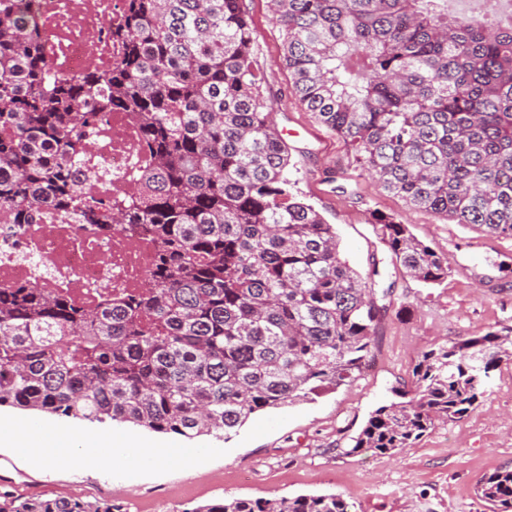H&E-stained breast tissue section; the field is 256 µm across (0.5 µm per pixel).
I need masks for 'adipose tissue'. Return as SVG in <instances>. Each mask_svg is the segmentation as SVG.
<instances>
[{
  "mask_svg": "<svg viewBox=\"0 0 512 512\" xmlns=\"http://www.w3.org/2000/svg\"><path fill=\"white\" fill-rule=\"evenodd\" d=\"M0 447L16 449L37 467H104L120 460L135 469L148 470L178 454L193 466L202 463L208 455L207 449L201 447L180 453L168 444H146L132 435L113 431L91 435L81 428L61 431L32 417L0 416Z\"/></svg>",
  "mask_w": 512,
  "mask_h": 512,
  "instance_id": "ef3b65f1",
  "label": "adipose tissue"
}]
</instances>
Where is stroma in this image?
Instances as JSON below:
<instances>
[{
    "mask_svg": "<svg viewBox=\"0 0 512 512\" xmlns=\"http://www.w3.org/2000/svg\"><path fill=\"white\" fill-rule=\"evenodd\" d=\"M255 29L253 60L272 120L290 154L288 177L301 198L334 224L350 266L367 274L378 262L377 289L386 310L374 340V366L314 400L256 413L230 441L192 440L130 424L146 442L206 447L203 469L172 462L134 471L117 462L101 469L28 467L0 449V492L107 499L125 512H191L224 498L338 494L353 512H489L477 495L482 477L512 466V359L492 373L491 387L469 416L438 422L415 447L392 454H347L369 413L410 386L426 351L512 328V240L475 226L409 209L378 190L350 150L317 123L293 92L282 63V37L268 0H242ZM396 216L439 255L448 277L427 285L396 263L374 226V213Z\"/></svg>",
    "mask_w": 512,
    "mask_h": 512,
    "instance_id": "35a3bbf8",
    "label": "stroma"
}]
</instances>
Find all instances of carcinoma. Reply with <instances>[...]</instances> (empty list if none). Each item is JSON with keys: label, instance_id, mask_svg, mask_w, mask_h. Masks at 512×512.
<instances>
[{"label": "carcinoma", "instance_id": "cac0c4a2", "mask_svg": "<svg viewBox=\"0 0 512 512\" xmlns=\"http://www.w3.org/2000/svg\"><path fill=\"white\" fill-rule=\"evenodd\" d=\"M295 95L381 190L512 239V17L448 0H268ZM242 0H129L117 62L51 65L32 0H0V209L51 207L100 235L140 224L151 289L87 309L35 285L0 288V407L229 440L252 415L349 383L372 356L382 276L341 257L334 225L294 193L288 149L253 66ZM148 143V194L82 198V142L112 110ZM382 242L425 284L448 259L393 215ZM512 334L425 352L400 402L373 410L345 453L412 448L468 416ZM512 512V468L477 487ZM0 512H122L108 500L0 494ZM190 512H352L336 494L232 498Z\"/></svg>", "mask_w": 512, "mask_h": 512}]
</instances>
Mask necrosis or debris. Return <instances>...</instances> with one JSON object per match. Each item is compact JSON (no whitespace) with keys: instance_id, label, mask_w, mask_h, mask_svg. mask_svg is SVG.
I'll return each mask as SVG.
<instances>
[{"instance_id":"obj_1","label":"necrosis or debris","mask_w":512,"mask_h":512,"mask_svg":"<svg viewBox=\"0 0 512 512\" xmlns=\"http://www.w3.org/2000/svg\"><path fill=\"white\" fill-rule=\"evenodd\" d=\"M75 2L35 0L46 55L71 76L100 69L102 57L117 59L113 32L123 23L128 0H93L94 11L82 17L74 12ZM148 157L131 113L112 111L88 138L83 192L126 203L142 190L140 166ZM156 251L140 225L96 235L49 210L34 224L0 225V288L36 283L94 307L107 298L144 294Z\"/></svg>"}]
</instances>
